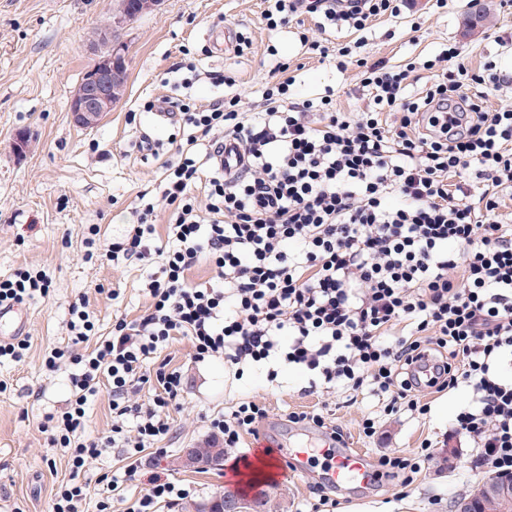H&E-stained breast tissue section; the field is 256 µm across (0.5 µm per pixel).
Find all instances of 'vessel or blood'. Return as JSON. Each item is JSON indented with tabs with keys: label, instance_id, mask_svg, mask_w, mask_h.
I'll return each instance as SVG.
<instances>
[{
	"label": "vessel or blood",
	"instance_id": "vessel-or-blood-1",
	"mask_svg": "<svg viewBox=\"0 0 512 512\" xmlns=\"http://www.w3.org/2000/svg\"><path fill=\"white\" fill-rule=\"evenodd\" d=\"M27 327L28 319L18 307H0V343L25 335ZM317 456L326 458L328 467L324 478L336 486H366L374 480L365 456L351 448H291L280 443L276 446L274 464L282 474H302Z\"/></svg>",
	"mask_w": 512,
	"mask_h": 512
}]
</instances>
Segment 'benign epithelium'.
Here are the masks:
<instances>
[{
	"label": "benign epithelium",
	"instance_id": "benign-epithelium-1",
	"mask_svg": "<svg viewBox=\"0 0 512 512\" xmlns=\"http://www.w3.org/2000/svg\"><path fill=\"white\" fill-rule=\"evenodd\" d=\"M123 51L122 45H112L111 53L99 58L78 85L70 105L72 119L78 126H96L101 117L112 111L117 103L113 97V85L124 77ZM217 451L218 448L210 442L186 448L179 457V463L185 468L205 469ZM494 499L504 504L512 499V479H490L484 482L471 497L459 502L458 512H489L485 502ZM218 509L222 512H240L239 503L227 496L203 502L195 512H216Z\"/></svg>",
	"mask_w": 512,
	"mask_h": 512
}]
</instances>
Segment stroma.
I'll return each instance as SVG.
<instances>
[{
  "label": "stroma",
  "mask_w": 512,
  "mask_h": 512,
  "mask_svg": "<svg viewBox=\"0 0 512 512\" xmlns=\"http://www.w3.org/2000/svg\"><path fill=\"white\" fill-rule=\"evenodd\" d=\"M266 8L265 0H163L120 29L125 93L95 127L85 129L73 123L69 104L101 55L89 33L117 11V0H0V278L30 270L50 282L47 294L24 304L31 343L25 359L0 360V512H47L57 485L70 476L67 456L52 446L42 423L46 413L69 403L70 367L51 372L44 362L52 348L67 344L72 307L84 304L104 334L115 318L136 320L150 304L143 291L145 268L86 256L127 232L139 195L158 187L166 164L178 159V123H157L147 102L187 98L206 104L238 94L244 109H254L271 71L284 64L291 100L317 99L329 86L337 110L365 112L371 100L358 69L336 68L338 50L352 46L371 63H415L406 81L414 98L432 82L424 62L448 49L473 69L495 59L508 82L489 93L484 105L495 110L512 104V0H407L399 17L375 18L361 35L346 29L320 34L329 49L325 58L304 42L316 27L314 18L299 16L271 31ZM228 32L249 38V46L217 50L216 37ZM217 74L234 77V84L214 82ZM22 136L27 146L15 151ZM160 357L181 371L184 390L179 405L168 410L171 431L154 460L160 473L195 487L197 499L236 490L239 481L228 470L232 451H225L223 466L204 472L182 468L176 459L182 449L211 440L209 417L242 399L267 406L262 426L275 441L321 447V440L289 429L287 415L323 407L348 447L373 462L383 453L409 454L431 442L432 457L406 495L387 484L344 490L338 512H455L457 501L486 480L473 466L474 441L448 437L456 414L472 402L467 386L420 392L427 414L387 417L381 434L368 438L359 423L373 410L372 397L348 401L310 389L299 369L284 371L279 387L260 370L237 378L223 358L195 362L190 342L180 336ZM320 472L316 461L309 474L262 476L258 482L264 493L279 495L282 512H297Z\"/></svg>",
  "instance_id": "1"
}]
</instances>
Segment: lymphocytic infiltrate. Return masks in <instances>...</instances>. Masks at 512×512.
<instances>
[{
  "label": "lymphocytic infiltrate",
  "mask_w": 512,
  "mask_h": 512,
  "mask_svg": "<svg viewBox=\"0 0 512 512\" xmlns=\"http://www.w3.org/2000/svg\"><path fill=\"white\" fill-rule=\"evenodd\" d=\"M403 2L274 0V9L361 31L377 16H399ZM428 67L433 82L416 99L405 94L407 70L365 67L360 83L373 109L353 117L331 110L328 94L289 100L285 80L268 83L257 112L242 111L235 97L202 110L176 103L180 126L191 129L181 159L160 196L103 252L147 268L148 310L133 322L117 319L97 338L88 314L78 312L68 346L45 360L51 371L72 368L68 407L43 422L71 469L50 512H88L80 476L111 449L126 464L107 481L98 512L144 471V453L169 433L166 411L183 390L178 370L151 373L146 365L179 336L196 361L219 356L237 371L257 366L271 381L297 366L326 390L382 398L389 416L425 413L422 389L469 386L473 402L448 435L472 438L475 464L486 473L512 474V381L497 371L512 357V225L497 218L501 192L512 190V106L490 112L483 105V89L505 82L495 61L472 71L446 54ZM228 138L245 157L230 177L213 162ZM200 182L202 208L190 194ZM161 206L172 210L162 247L152 222ZM203 259L216 284L189 282ZM402 323L407 333L395 335ZM104 382L112 385V428L83 439L89 402ZM147 387L148 402L132 401ZM267 416L265 405L241 401L209 426L235 451ZM429 458L425 446L409 457L382 454L377 477L409 487ZM194 494L153 472L127 512H158Z\"/></svg>",
  "instance_id": "lymphocytic-infiltrate-1"
}]
</instances>
